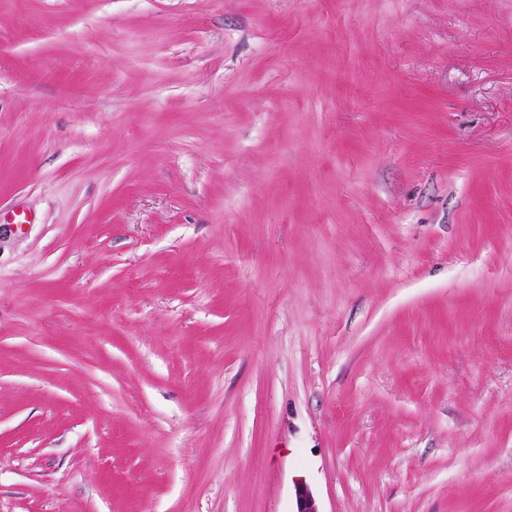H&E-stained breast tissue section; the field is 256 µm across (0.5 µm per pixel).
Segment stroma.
<instances>
[{"label":"stroma","instance_id":"35a3bbf8","mask_svg":"<svg viewBox=\"0 0 512 512\" xmlns=\"http://www.w3.org/2000/svg\"><path fill=\"white\" fill-rule=\"evenodd\" d=\"M512 512V0H0V512Z\"/></svg>","mask_w":512,"mask_h":512}]
</instances>
